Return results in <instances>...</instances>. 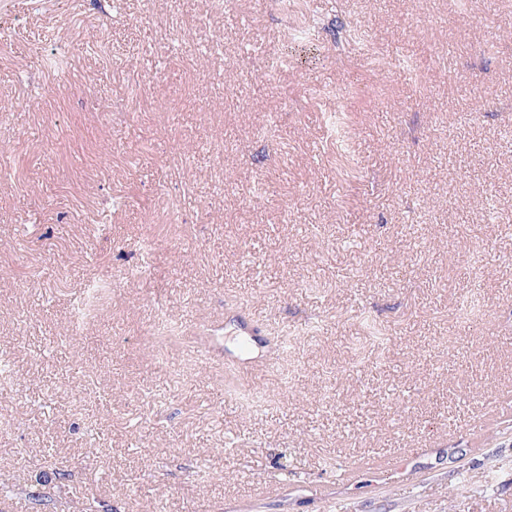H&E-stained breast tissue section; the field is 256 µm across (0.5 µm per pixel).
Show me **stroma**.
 Wrapping results in <instances>:
<instances>
[{
	"label": "stroma",
	"mask_w": 512,
	"mask_h": 512,
	"mask_svg": "<svg viewBox=\"0 0 512 512\" xmlns=\"http://www.w3.org/2000/svg\"><path fill=\"white\" fill-rule=\"evenodd\" d=\"M509 122L512 0H0V512H512ZM512 410V395H503L498 400V405L495 408L490 409L488 412L483 413L480 417L478 424L469 429V437L473 446H480L485 434L499 421L504 418V415L511 416ZM405 461L400 457H393L381 461L364 462L360 464H352L344 466L341 469L339 478L342 482H353L357 480L360 473L365 470L374 471H392L402 473L405 470Z\"/></svg>",
	"instance_id": "35a3bbf8"
}]
</instances>
